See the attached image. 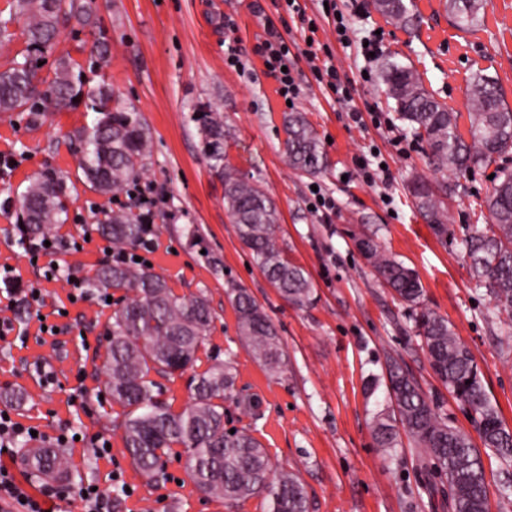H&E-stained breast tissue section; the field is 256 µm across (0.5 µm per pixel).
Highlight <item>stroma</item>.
Masks as SVG:
<instances>
[{
	"label": "stroma",
	"instance_id": "obj_1",
	"mask_svg": "<svg viewBox=\"0 0 512 512\" xmlns=\"http://www.w3.org/2000/svg\"><path fill=\"white\" fill-rule=\"evenodd\" d=\"M349 28V45L336 39L320 0H299L315 19L317 41L330 46L337 67L353 87L362 124L353 123L315 80L308 61L296 56L293 75L301 88L294 104L278 92L255 45L268 29L288 42L304 36L284 0H92L93 23L62 24L53 51L42 57V75L52 74L66 56L87 66L96 40L106 41L109 59L90 70L105 80L119 104L143 118L151 153L143 175L108 195L90 190L79 178V145L73 135L90 125L85 107L47 113L32 123L27 112L0 113V267L15 268L14 286L0 282V299L22 303L30 289L41 290L42 311H9L13 329L0 338V391L23 393L19 403L0 400V410L36 428L37 446H56L65 455L77 483H94L113 493L112 512H268L258 494L228 502L200 494L188 478L184 459L171 452L164 480L149 484L131 465L120 424L122 407L106 395L101 371L105 333L114 306L97 297L69 304L65 281H48L42 267L31 266L19 246L22 211L19 194L28 177L52 173L64 177L68 221L57 232L82 242L81 251L57 255L61 267L92 277L103 263L106 240L95 230L104 209L147 215L155 249L146 258L181 296L205 295L212 322L197 353L196 371L213 358L232 360L237 395L259 401L246 414L235 398L224 401L225 429H247L266 449L274 469L295 472L305 485L313 512H435L423 489L424 469L410 445L397 459L376 449L369 422L384 401L383 391L367 395L371 377L383 376L387 355L402 359L424 391L437 401L450 426L475 434L469 410L434 376L409 312L377 279L355 246L353 233L365 230L383 248L413 268L425 288V303L445 316L475 357L491 401L512 429V319L487 318L493 301L476 289L456 244L441 240L416 213L408 187L415 174L429 183L449 182L445 197L448 223L461 229L474 223V210L493 182L494 167L454 177L433 170L424 145L405 144L406 133L381 91L380 68L386 61L411 66L425 89L461 115L468 129L472 106L466 90L474 73L494 77L512 105V0H488L481 25L462 30L449 17L444 0H413L419 25L403 29L374 10L371 0H335ZM376 39L380 50L365 58L360 45ZM240 50L242 67L224 62L227 45ZM306 113L322 139L326 168L309 176L291 169L285 153L283 116ZM224 115V150L229 164L260 186L274 201L278 235L289 261L302 266L317 290L315 303L299 309L282 299L252 264L224 207V181L211 170L193 115ZM385 163L391 183L365 182L359 156ZM335 207L316 208V195ZM153 199L145 206L143 198ZM194 235H187V228ZM247 288L281 337L288 364L280 374L266 371L245 346L227 291ZM66 306L59 335L40 337L38 314ZM52 366L56 380L44 385L37 362ZM85 386L86 407L72 403ZM80 441L58 445L63 431ZM103 436L111 459L95 458L85 440ZM129 492L117 494V484Z\"/></svg>",
	"mask_w": 512,
	"mask_h": 512
}]
</instances>
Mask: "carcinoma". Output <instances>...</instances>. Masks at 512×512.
<instances>
[{"instance_id":"1","label":"carcinoma","mask_w":512,"mask_h":512,"mask_svg":"<svg viewBox=\"0 0 512 512\" xmlns=\"http://www.w3.org/2000/svg\"><path fill=\"white\" fill-rule=\"evenodd\" d=\"M458 27L477 24L486 0H446ZM374 8L402 27L414 24L406 0H374ZM25 20L26 50L0 71V112L29 110L32 121L42 113L68 108L77 100L97 114L92 125L79 131L78 170L82 182L107 195L138 180L151 151L148 129L136 112L112 106V90L103 81L92 82L75 73L76 63L57 60L53 76L43 77L37 54L53 45L59 25L91 24L88 0H12L10 17L0 20V45L13 40L9 24ZM386 98L406 133L426 145L436 169L461 174L489 165L512 152V108L497 82L483 73L471 78L467 95L468 135L459 129L460 114L423 86L409 67L387 61L382 66ZM209 166L224 178V206L236 226L240 241L255 264L295 307L315 301L316 288L309 274L283 256L276 234V205L258 186L239 176L224 154V113L206 112L195 117ZM284 145L289 166L302 174L316 175L327 164L314 128L302 112L283 117ZM62 179L51 174L34 176L20 195L27 238L52 232L67 220ZM447 189H436L425 180L413 182L414 204L435 234L457 241L468 263L475 286L495 301L492 319L506 313L512 318V168L496 171L491 192L483 201L484 224H469L456 239L448 225L442 201ZM98 233L116 249L132 251L146 241L151 225L130 210L100 212ZM356 247L377 278L410 311L418 336L427 348L435 377L472 413L483 448L512 464V430L504 424L490 401L483 374L472 353L448 320L424 302L425 291L412 268L382 249L373 236H354ZM93 293H124L125 301L108 325L103 362L105 387L124 409L123 442L136 470L146 481L165 476V458L173 447L183 449L185 470L196 487L211 498L239 501L263 494L269 512H310V499L297 474L272 470L265 448L247 430L224 429V398L232 394L236 370L229 361H216L189 380L190 402L174 412L162 399L161 385L153 376L173 377L194 366L212 315L202 294L176 295L166 279L131 263L104 264L87 281ZM238 333L271 373L286 364L283 342L268 315L245 288L230 289ZM386 391L389 405L373 415L371 433L379 452L397 455L399 432H404L423 459L427 495H442L448 512H489V483L481 449L464 431L448 425L433 399L403 368L387 357Z\"/></svg>"}]
</instances>
